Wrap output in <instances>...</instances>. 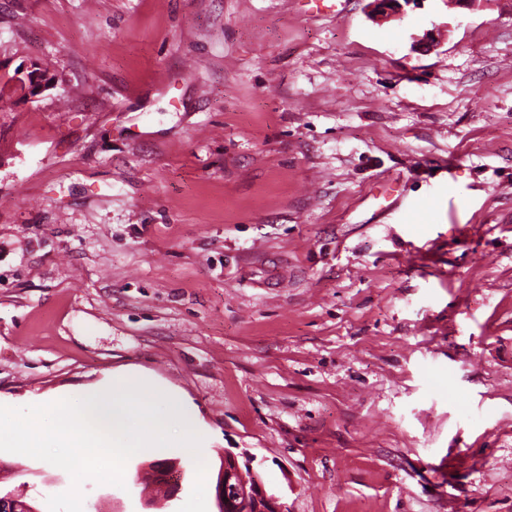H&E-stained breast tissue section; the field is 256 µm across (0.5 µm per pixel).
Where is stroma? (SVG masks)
I'll return each mask as SVG.
<instances>
[{
	"label": "stroma",
	"mask_w": 512,
	"mask_h": 512,
	"mask_svg": "<svg viewBox=\"0 0 512 512\" xmlns=\"http://www.w3.org/2000/svg\"><path fill=\"white\" fill-rule=\"evenodd\" d=\"M370 2L0 0V75L58 78L0 111V405L148 375L207 512L228 451L288 512H512V0ZM15 78L16 92L12 98H24L27 102L38 100L55 83L54 75L42 70L36 63L26 68H19Z\"/></svg>",
	"instance_id": "obj_1"
}]
</instances>
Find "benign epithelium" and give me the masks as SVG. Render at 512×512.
<instances>
[{
  "mask_svg": "<svg viewBox=\"0 0 512 512\" xmlns=\"http://www.w3.org/2000/svg\"><path fill=\"white\" fill-rule=\"evenodd\" d=\"M54 83V75L34 63L16 73L14 96L34 102ZM215 498L223 512H288L278 498L267 493L250 461H241L230 452L224 453Z\"/></svg>",
  "mask_w": 512,
  "mask_h": 512,
  "instance_id": "obj_1",
  "label": "benign epithelium"
}]
</instances>
